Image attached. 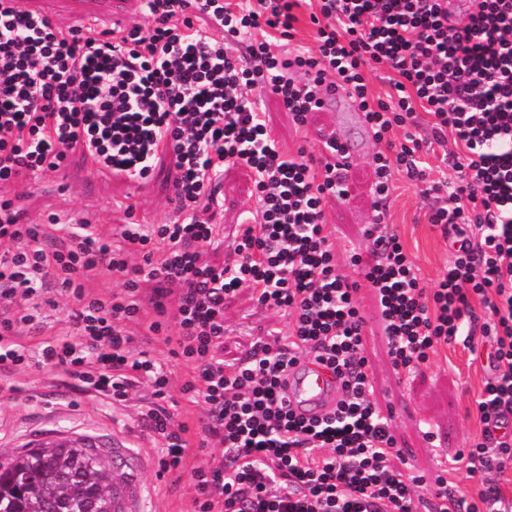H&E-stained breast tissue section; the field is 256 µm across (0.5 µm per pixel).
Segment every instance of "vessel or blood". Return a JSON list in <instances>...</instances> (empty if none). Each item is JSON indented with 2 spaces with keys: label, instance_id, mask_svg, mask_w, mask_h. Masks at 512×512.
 <instances>
[{
  "label": "vessel or blood",
  "instance_id": "obj_1",
  "mask_svg": "<svg viewBox=\"0 0 512 512\" xmlns=\"http://www.w3.org/2000/svg\"><path fill=\"white\" fill-rule=\"evenodd\" d=\"M323 108L328 112H340L354 129L353 134L336 132L332 139L338 151L340 163L350 162L359 152L363 138L369 137L370 128L363 112H360L351 96L344 90L331 91L324 99ZM290 411L306 420L324 418L332 413L342 396L339 379L329 369L313 360H303L290 367L284 389ZM32 448H97L101 442L92 436L59 435L54 437L33 436ZM126 440L122 435L112 437V507L114 512H131L134 494L133 478L136 461L126 452Z\"/></svg>",
  "mask_w": 512,
  "mask_h": 512
}]
</instances>
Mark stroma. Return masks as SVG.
Masks as SVG:
<instances>
[{"instance_id": "obj_1", "label": "stroma", "mask_w": 512, "mask_h": 512, "mask_svg": "<svg viewBox=\"0 0 512 512\" xmlns=\"http://www.w3.org/2000/svg\"><path fill=\"white\" fill-rule=\"evenodd\" d=\"M263 110L270 130L284 151L306 148L320 151L321 129H335L337 118L330 112L315 113L306 130L297 129L286 110L274 98H266ZM373 171L369 159L355 162L348 171V198L327 203L328 221L336 231L340 266H347L346 249L361 243V229L371 211ZM252 184L245 169L225 171L220 193L224 199L222 232L241 224L244 213L254 205ZM23 195L30 215L41 218L49 212L64 213L96 224L103 234L132 221L159 224L171 212V187L165 174L144 182H124L93 176L89 167L70 163L60 177L32 179L16 188ZM389 221L394 225L420 270L426 286H433L448 266V244L427 222L428 202L418 188L398 180L388 203ZM224 360L228 363L246 355L257 340L286 329L285 317L262 309L249 291H241L224 304ZM366 352L374 368L375 397L380 407L394 406L391 424L404 450L405 472L427 476L437 469L441 457L463 448L479 430L475 400L485 373L470 363L469 352L459 344L449 345L435 356L423 378L399 383L390 365L386 342L376 327L365 330ZM136 350L172 373V385L163 401L178 421L191 432L200 429V407L188 402L179 386L190 368L172 357L167 347L150 336H138ZM150 387L131 392L127 402L117 404L92 397L75 381L56 369H22L0 380V460L18 453L29 435L37 431L93 435L103 440L113 433L126 434L131 453L138 461L137 501L142 512H192L195 491L192 472L213 464L207 448H189L179 469L160 472L159 444L137 421L140 399L151 396ZM434 431L439 446H432L426 431Z\"/></svg>"}]
</instances>
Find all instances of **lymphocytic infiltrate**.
<instances>
[{
	"label": "lymphocytic infiltrate",
	"mask_w": 512,
	"mask_h": 512,
	"mask_svg": "<svg viewBox=\"0 0 512 512\" xmlns=\"http://www.w3.org/2000/svg\"><path fill=\"white\" fill-rule=\"evenodd\" d=\"M305 9L316 48L293 47ZM141 22L108 31L62 27L0 0V375L61 369L110 402L151 384L139 413L162 441L159 467H180L188 428L158 404L169 373L132 349L142 325L191 364L181 385L204 412L199 445L220 462L192 473L194 512H512L502 489L512 471V0H477L449 20L439 0H142ZM389 73L374 95L369 75ZM358 102L378 146L374 201H389L397 175L429 200L428 222L448 243V268L426 287L388 222L365 225L363 281L336 262L325 201L348 195L333 152H281L258 94L274 96L303 128L332 88ZM442 148L452 178L425 161ZM101 161L128 180L168 166L177 217L126 224L113 243L96 225L49 214L31 221L16 194L24 179L53 178L71 161ZM245 168L256 207L216 265L226 169ZM122 290L89 291L98 273ZM375 293L399 381L422 375L459 342L484 354L476 401L481 433L448 456L479 487L467 498L437 475L431 498L396 466L403 450L374 399L365 354L360 284ZM251 289L260 307L288 319L287 336L225 363L224 303ZM71 296L74 341L48 339L36 353L22 334L42 333L39 299ZM156 316L143 321L145 306ZM312 356L333 369L343 395L320 421L296 418L281 388L290 366Z\"/></svg>",
	"instance_id": "1"
}]
</instances>
